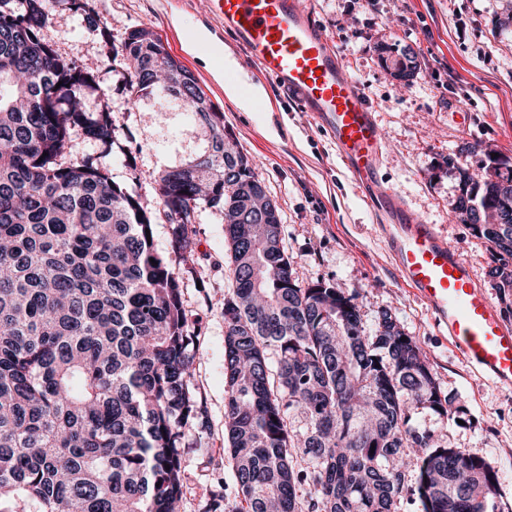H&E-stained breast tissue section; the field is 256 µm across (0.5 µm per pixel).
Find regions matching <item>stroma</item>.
<instances>
[{
  "label": "stroma",
  "instance_id": "1",
  "mask_svg": "<svg viewBox=\"0 0 512 512\" xmlns=\"http://www.w3.org/2000/svg\"><path fill=\"white\" fill-rule=\"evenodd\" d=\"M364 89L382 127L387 152L381 174L411 212L434 224L471 276L491 289V254L484 240L459 223L450 203L457 179L449 161L478 172L484 152L512 158V0H303ZM121 42L134 28L156 32L170 54L188 67L224 114V129L253 158L268 195L278 207L283 246L295 280H318L359 295L366 330L381 311L421 346L442 394L464 407L461 418L421 411L438 440L489 461L499 483L497 512H512V387L495 384L459 355L438 328L428 306L400 279L385 229L376 222L329 137L273 82L258 81L247 52L207 0H89ZM206 33L225 54L245 65L239 80L260 85L263 104L246 112L229 99L213 65L194 41ZM43 36L65 57L94 72L104 87L122 153L108 159L114 182L132 195L156 197V178L208 147L206 129L181 101L131 103L83 14L53 11ZM411 48L418 68L406 82L390 74L393 60ZM156 251L172 259L183 281V299L197 333L191 382L207 413V430L182 454L180 512H203L206 500L224 491V309L231 286L224 216L199 206L192 228L194 251L176 260L168 224L152 226Z\"/></svg>",
  "mask_w": 512,
  "mask_h": 512
}]
</instances>
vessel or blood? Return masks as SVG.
I'll return each instance as SVG.
<instances>
[{
    "mask_svg": "<svg viewBox=\"0 0 512 512\" xmlns=\"http://www.w3.org/2000/svg\"><path fill=\"white\" fill-rule=\"evenodd\" d=\"M213 15L246 47L258 74L284 89L328 135L373 208L393 225L398 274L429 307L461 356L498 383L512 385V323L501 316L434 225L407 214L379 177L385 140L360 85L302 0H210Z\"/></svg>",
    "mask_w": 512,
    "mask_h": 512,
    "instance_id": "1",
    "label": "vessel or blood"
}]
</instances>
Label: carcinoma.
Returning a JSON list of instances; mask_svg holds the SVG:
<instances>
[{
    "label": "carcinoma",
    "mask_w": 512,
    "mask_h": 512,
    "mask_svg": "<svg viewBox=\"0 0 512 512\" xmlns=\"http://www.w3.org/2000/svg\"><path fill=\"white\" fill-rule=\"evenodd\" d=\"M54 3L99 25L88 0H0V512H176L185 427L206 410L181 283L146 230L164 219L184 259L201 204L224 212L233 265L224 452L238 488L205 512H399L406 496L418 512H487L495 468L413 418L460 411L421 347L387 311L367 333L358 295L296 283L253 161L146 28L118 46L101 29L109 59L134 98L183 102L209 145L157 177L155 208L112 181V112L83 104L106 93L44 39ZM448 165L451 211L489 245L512 314V161L486 153L478 180Z\"/></svg>",
    "instance_id": "carcinoma-1"
}]
</instances>
